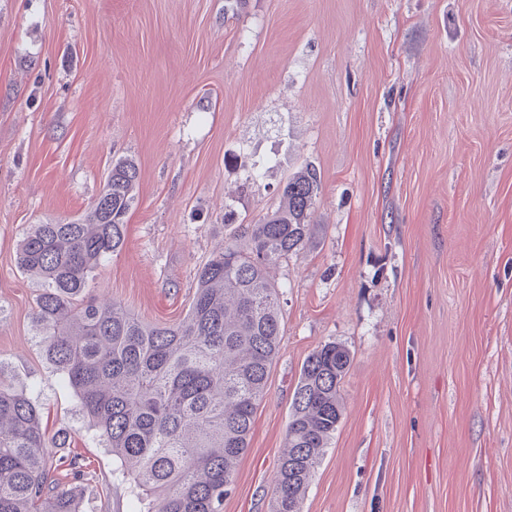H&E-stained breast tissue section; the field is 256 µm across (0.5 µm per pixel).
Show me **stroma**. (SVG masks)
Masks as SVG:
<instances>
[{"label":"stroma","mask_w":512,"mask_h":512,"mask_svg":"<svg viewBox=\"0 0 512 512\" xmlns=\"http://www.w3.org/2000/svg\"><path fill=\"white\" fill-rule=\"evenodd\" d=\"M124 157L136 202L89 289L151 323L184 316L225 212L321 173L315 237L270 270L284 333L222 512H272L328 342L344 412L302 512H512V0H0V383L37 391L93 512L135 505L36 343L16 251Z\"/></svg>","instance_id":"stroma-1"}]
</instances>
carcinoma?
Segmentation results:
<instances>
[{
	"instance_id": "carcinoma-1",
	"label": "carcinoma",
	"mask_w": 512,
	"mask_h": 512,
	"mask_svg": "<svg viewBox=\"0 0 512 512\" xmlns=\"http://www.w3.org/2000/svg\"><path fill=\"white\" fill-rule=\"evenodd\" d=\"M137 164L112 161L103 188L73 219L34 224L16 252L37 278L33 323L53 371L74 391L91 430L112 451V475L137 512H221L244 456L283 332L271 266L317 233L319 170L285 179L277 207L238 227L198 269L176 323L141 320L121 303L86 296L96 271L125 243ZM350 352L331 342L304 362L275 475L273 512H300L314 468L343 415L340 384ZM42 407L0 386V512H87L97 497L84 465L67 457L75 484L51 474L55 448Z\"/></svg>"
}]
</instances>
